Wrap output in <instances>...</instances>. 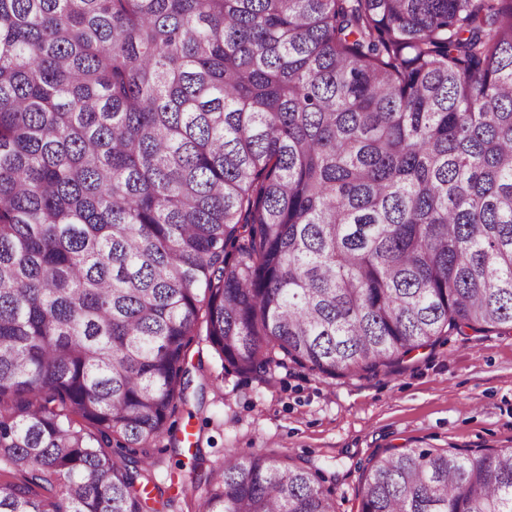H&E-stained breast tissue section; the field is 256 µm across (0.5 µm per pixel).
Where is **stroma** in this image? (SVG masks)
I'll list each match as a JSON object with an SVG mask.
<instances>
[{"label": "stroma", "mask_w": 512, "mask_h": 512, "mask_svg": "<svg viewBox=\"0 0 512 512\" xmlns=\"http://www.w3.org/2000/svg\"><path fill=\"white\" fill-rule=\"evenodd\" d=\"M217 377L201 404L178 408L170 436L196 448H149L158 484L225 455L276 452L308 468L336 512H359L361 477L388 448H512V333L443 336L399 367L336 380L295 364L257 377L223 369L208 346L190 357Z\"/></svg>", "instance_id": "obj_1"}]
</instances>
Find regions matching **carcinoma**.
Instances as JSON below:
<instances>
[{
    "label": "carcinoma",
    "instance_id": "carcinoma-1",
    "mask_svg": "<svg viewBox=\"0 0 512 512\" xmlns=\"http://www.w3.org/2000/svg\"><path fill=\"white\" fill-rule=\"evenodd\" d=\"M499 330L512 0H0V512H159L134 455L196 336L334 379ZM188 486L335 512L276 453ZM360 494L512 512V449L390 448Z\"/></svg>",
    "mask_w": 512,
    "mask_h": 512
}]
</instances>
